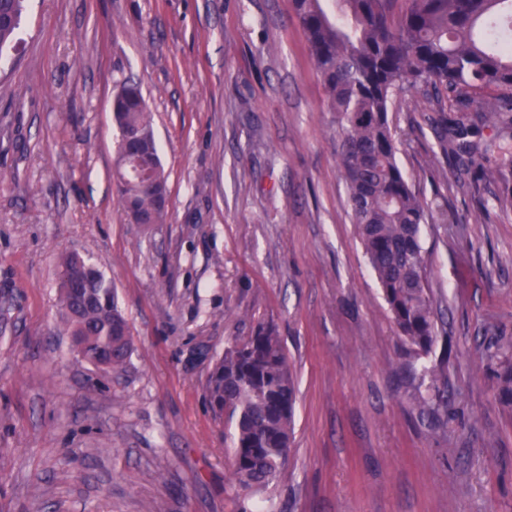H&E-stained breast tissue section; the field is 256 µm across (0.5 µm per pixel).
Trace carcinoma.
<instances>
[{
  "label": "carcinoma",
  "instance_id": "cac0c4a2",
  "mask_svg": "<svg viewBox=\"0 0 512 512\" xmlns=\"http://www.w3.org/2000/svg\"><path fill=\"white\" fill-rule=\"evenodd\" d=\"M330 111L342 130L337 144L357 234L398 335L418 354L437 342L434 300L420 240L423 204L396 161L388 112L392 98L422 92L440 113L442 150L477 173L471 187L490 191L512 207L504 188L512 168V141L485 142L484 130H512V0H292ZM23 0H0V51L16 39ZM454 99L458 114H445ZM119 133L135 130L138 148L118 145L116 173L128 218L166 222L168 176L159 156L152 116L139 86L125 81L112 100ZM60 304L79 352L96 365L112 351V368L131 353L130 331L115 289L103 272L78 295L60 279ZM500 400L512 405V342L493 344ZM431 398L422 410L437 415L440 378L426 370ZM215 415L230 429L232 477L264 491L288 460L296 388L282 339L270 327L231 342L217 357L207 383Z\"/></svg>",
  "mask_w": 512,
  "mask_h": 512
}]
</instances>
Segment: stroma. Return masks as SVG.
Here are the masks:
<instances>
[{
	"label": "stroma",
	"instance_id": "stroma-1",
	"mask_svg": "<svg viewBox=\"0 0 512 512\" xmlns=\"http://www.w3.org/2000/svg\"><path fill=\"white\" fill-rule=\"evenodd\" d=\"M149 103L162 224L126 216L110 106ZM420 95L388 114L423 203L437 344L395 332L352 222L329 112L292 0H25L0 54V512H240L216 354L257 326L294 374L288 462L267 512H512V208L460 187ZM76 253L129 323L122 368L63 331ZM447 404L418 411L423 368ZM495 352L491 355L498 361V387L500 400L512 405V342L497 341L493 344Z\"/></svg>",
	"mask_w": 512,
	"mask_h": 512
}]
</instances>
